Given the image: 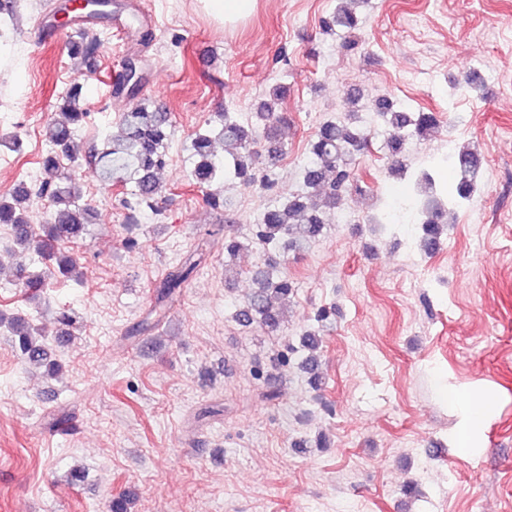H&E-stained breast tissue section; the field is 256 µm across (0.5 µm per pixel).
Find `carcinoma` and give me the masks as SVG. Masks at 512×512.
I'll list each match as a JSON object with an SVG mask.
<instances>
[{
  "label": "carcinoma",
  "mask_w": 512,
  "mask_h": 512,
  "mask_svg": "<svg viewBox=\"0 0 512 512\" xmlns=\"http://www.w3.org/2000/svg\"><path fill=\"white\" fill-rule=\"evenodd\" d=\"M359 15L344 5L321 18V28L327 34L342 35L359 29ZM96 39L79 37L71 42V51L87 59L94 57ZM83 86L73 83L58 99L57 108L63 120L45 127L48 150L41 158L42 177L31 189H15L10 197H0V225L12 229L18 252L34 250L41 257L57 266L58 273L70 278L77 272V259L63 256L58 243L83 237L88 224L89 212L81 203L82 190L63 166V160L75 161L70 154L74 133L88 117L83 102ZM278 93H272L258 107L256 117L264 123L266 138L277 141L278 124L284 117L277 113ZM375 111L393 131L386 148L393 162L405 151L406 135L425 139L440 127L435 112H410L394 107L386 97L375 99ZM120 133L108 137L101 148L95 150V172L106 185L121 184L131 187L135 204L153 206L162 194L163 185L158 178L169 160L171 136L168 113L161 112L155 103L141 97L131 104L120 117ZM257 128L245 126L229 112L220 116V126L198 131L191 139L193 160L191 177L195 184L208 188L220 180L233 176L253 182L260 156L253 150ZM369 143L366 127L349 121L327 120L323 122L309 145V158L303 166L302 186L285 201H274L254 219L257 228L255 240L263 248L279 250L297 248L320 238L326 228V216L336 209L343 192L354 182L352 161L356 153ZM452 164L459 173L457 180L443 187L442 194L448 199V207L438 205L436 197L422 190L417 211L422 218L420 246L432 252L454 213L455 207L470 200L475 184L484 167L483 155L466 149L456 152L453 161L442 156L437 164ZM34 198H46L52 206L51 221L34 224L29 216V204ZM205 261V255L197 252L170 271L155 287L153 312L169 309L182 296L183 288L193 273ZM18 284L35 297L45 287L44 279L30 273L24 263L16 268ZM254 288L244 303L238 305L233 318L245 327L258 326L268 332L280 328L285 305L294 296L296 283L270 267L255 272ZM0 328L14 337L15 345L31 364L46 368L53 375L60 365L48 359L46 337L39 329L19 316H7L0 312ZM305 354L300 367L310 373V384L321 385L318 373L319 332L305 331L301 337Z\"/></svg>",
  "instance_id": "carcinoma-1"
}]
</instances>
